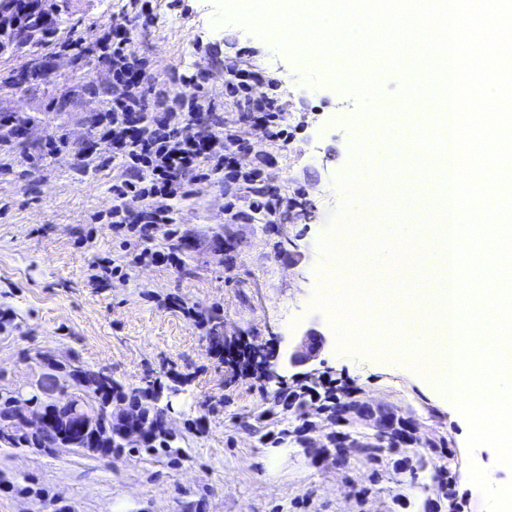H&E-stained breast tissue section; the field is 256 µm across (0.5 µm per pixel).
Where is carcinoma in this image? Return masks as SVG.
I'll return each mask as SVG.
<instances>
[{"label": "carcinoma", "mask_w": 512, "mask_h": 512, "mask_svg": "<svg viewBox=\"0 0 512 512\" xmlns=\"http://www.w3.org/2000/svg\"><path fill=\"white\" fill-rule=\"evenodd\" d=\"M43 30L37 19L27 16V21L15 30L12 41L20 47L33 41ZM44 394L39 400L48 422L38 433L28 432L20 423L11 405L10 393L0 392V446L6 448H36L47 454L61 449L79 448L93 454H108L114 448L124 447L121 438L122 424L113 418L114 400H127L134 403L140 400V392L126 393L112 379V374L103 370H93L76 355L63 360L50 361L39 380ZM66 393L73 402H79L87 410L90 423L86 433H78L71 427L57 423L65 413L66 407L57 404L56 394ZM167 406L158 402V397L150 396L148 405L141 406V415L148 424L155 427L157 441L145 447V450L174 456L180 453V447L167 438L164 414Z\"/></svg>", "instance_id": "carcinoma-1"}]
</instances>
